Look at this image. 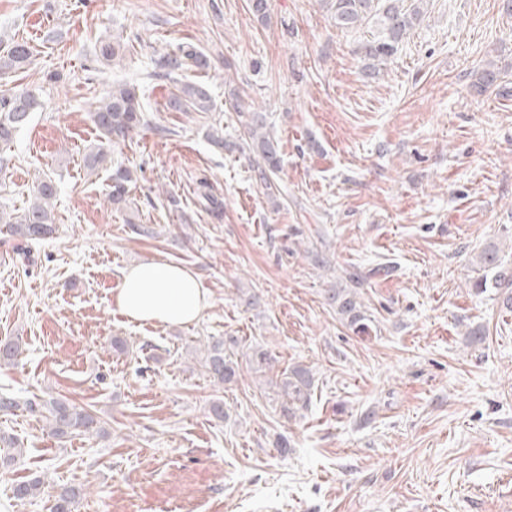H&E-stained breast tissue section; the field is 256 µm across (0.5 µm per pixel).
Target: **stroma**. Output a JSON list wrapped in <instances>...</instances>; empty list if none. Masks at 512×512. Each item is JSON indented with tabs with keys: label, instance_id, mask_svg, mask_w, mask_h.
I'll return each mask as SVG.
<instances>
[{
	"label": "stroma",
	"instance_id": "35a3bbf8",
	"mask_svg": "<svg viewBox=\"0 0 512 512\" xmlns=\"http://www.w3.org/2000/svg\"><path fill=\"white\" fill-rule=\"evenodd\" d=\"M268 5L261 23L250 0H0V38L33 49L0 90L43 103L0 154V206L26 207L38 176L58 185L53 235L20 252L0 233V340L23 349L0 384L68 399L104 429L61 442L42 419L0 416L23 450L0 471V512H50L48 497L12 496L36 476L81 487L75 512H512V290L493 285L512 275V97L472 87L486 60L512 61V14L504 0H423L373 77L370 28L340 31L322 0ZM104 34L127 47L109 68L93 55ZM180 45L210 69L154 76ZM121 81L141 86L148 112L107 147L137 171L118 209L107 172L87 174L82 157L98 143L92 107ZM180 83L208 85L213 110H172ZM238 103L279 142L272 188L240 151ZM491 245L501 268L480 270ZM142 260L192 269L210 306L184 325L129 323L112 295ZM354 270L368 275L365 333L326 300ZM213 336L264 346L271 367L210 381ZM295 365L315 385L289 422L273 395Z\"/></svg>",
	"mask_w": 512,
	"mask_h": 512
}]
</instances>
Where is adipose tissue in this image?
Wrapping results in <instances>:
<instances>
[{
  "instance_id": "obj_1",
  "label": "adipose tissue",
  "mask_w": 512,
  "mask_h": 512,
  "mask_svg": "<svg viewBox=\"0 0 512 512\" xmlns=\"http://www.w3.org/2000/svg\"><path fill=\"white\" fill-rule=\"evenodd\" d=\"M114 305L132 323L181 325L197 320L210 296L191 269L150 260L124 270Z\"/></svg>"
}]
</instances>
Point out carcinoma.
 Returning <instances> with one entry per match:
<instances>
[{
    "mask_svg": "<svg viewBox=\"0 0 512 512\" xmlns=\"http://www.w3.org/2000/svg\"><path fill=\"white\" fill-rule=\"evenodd\" d=\"M401 0H326L327 10L336 27L353 29L363 24L373 28L371 40L363 45L368 67L376 70L378 63L393 56L399 43L410 34L419 21L420 10L400 5ZM32 48L25 41H0V76L16 73L32 62ZM123 56V46L110 37L98 41L94 57L102 65H111ZM210 59L203 53L179 46L158 55L155 60L156 75L174 78L188 67L207 69ZM508 70L489 60L476 72L474 86L480 93L498 92L503 88ZM40 106L38 98L30 91L0 92V148H9L19 131L27 125L31 115ZM178 109L189 108L195 112H209L213 101L208 88L201 83L183 84L174 99ZM245 114L246 147L257 156L254 172L257 180L269 188L273 177L280 170L281 157L278 141L267 131L262 113L239 107ZM91 121L104 143L90 150L84 158V168L92 173L108 169L109 156L105 146L125 139L145 123V110L134 83L112 86L101 97L90 114ZM135 181L127 167H118L109 174L108 201L118 205L126 201L130 184ZM57 184L48 175L33 186V199L21 212L10 213L0 209V224L6 232L22 241L44 239L54 231L53 204ZM328 299L336 304L339 313L350 325L366 330L365 315L356 292L351 288H335L328 292ZM239 341L235 337L216 339L207 345L203 359V372L218 383H230L239 375V363L228 353ZM314 377L301 365L284 372L279 385L276 407L286 418L296 416L298 410L309 406ZM24 410L48 423L47 434L63 442L81 433L98 434L102 431L99 417L89 410L79 408L66 400L52 398L22 400L12 391H0V415H13ZM83 489L75 486L53 487L40 478L19 481L13 486V497L23 501L47 495L52 498L51 512H74Z\"/></svg>",
    "mask_w": 512,
    "mask_h": 512,
    "instance_id": "carcinoma-1",
    "label": "carcinoma"
}]
</instances>
